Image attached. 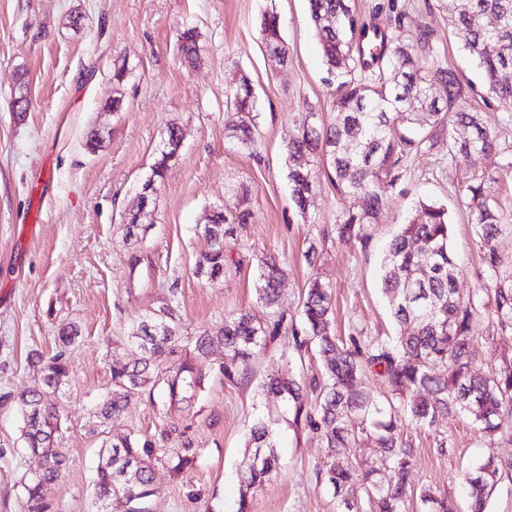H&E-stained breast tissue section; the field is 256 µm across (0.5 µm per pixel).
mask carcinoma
Listing matches in <instances>:
<instances>
[{
  "label": "carcinoma",
  "mask_w": 512,
  "mask_h": 512,
  "mask_svg": "<svg viewBox=\"0 0 512 512\" xmlns=\"http://www.w3.org/2000/svg\"><path fill=\"white\" fill-rule=\"evenodd\" d=\"M448 21L461 36L463 49L477 62L485 89L493 98L512 99V0H445ZM310 19L319 37L327 71L342 74L356 68L368 78L343 81L332 101V118L316 123L308 112L288 135L286 145L288 179L292 202L302 216L314 203L316 160L326 164L327 176L344 193L359 196V210L343 216L338 233L344 240L366 244L362 226L373 224L386 204L387 188L399 179L402 160L409 153L432 150L448 139V153L477 160L491 151L494 141L478 113L459 110L463 87L456 74L443 66L428 63L423 51L394 43L389 34L392 21L368 24L355 13L350 0H309ZM497 21L493 28L486 17ZM265 47L287 57L275 12H265L260 20ZM201 33L184 29L177 38L183 59L193 65L200 59ZM400 72L405 82H390L389 74ZM416 102L424 118L401 107ZM257 99L253 87L242 75L225 92L227 122L238 143L246 148L255 143ZM169 148L158 150L151 167L152 176L164 177L175 156L173 129H168ZM234 207L215 212L211 224L198 234L205 242L195 266V274L207 281L224 276L231 266L226 241L249 223L250 210L243 207L246 193L234 190ZM471 213V223L483 251L484 263L494 287L485 289L493 299L486 303L474 296H461L456 288L457 265L450 245L451 222L448 208L437 202L420 200L411 217L391 239L381 262V290L387 298L400 333L393 340L375 337L361 342L349 337L345 342L333 334L331 285L314 277L303 300V328H291L299 352L310 343L323 357L320 375L311 387L318 391L309 398L300 382L271 376L261 385L267 400L287 405L288 424L296 430L318 435L326 448H347L355 435L350 423L357 419L360 436L377 448L386 480L372 479L375 470L364 473L347 463L317 467L322 483L333 489L342 512H402L411 491L412 449L400 437L401 415L417 426L433 427L447 416L468 415L487 435L501 428V418L512 412V359H503L486 375L472 371L476 358L479 326L485 316L494 317L501 330L512 331V280L500 277L496 241L512 230L503 213L489 203L484 184L471 183L462 189ZM256 294L267 320L251 310L232 311L224 316V326L193 337L183 332L176 314L177 289L169 291L163 305L145 314L132 327L126 341L136 354L127 364L114 366L112 388L94 406V417L102 423L115 418L129 399L153 389L151 371L160 362L192 351V356L172 364L164 394L169 404L188 399L201 384L198 362L215 348L224 349L219 367L230 378L264 352L267 343L280 335L286 318L277 313L279 287L285 275L284 262L275 257L260 260ZM79 332L68 325L59 330L58 351L44 356L28 355L35 374L34 383L17 397L23 415V447L42 460L35 477L23 483L28 512H52L42 495L46 484L64 477L67 458L61 450L62 433L67 430L63 409L54 398L70 384L66 353ZM442 366L445 376L435 373ZM371 372L387 384L390 396L379 401L365 389L362 375ZM277 432L264 418L251 426L246 447L249 453L241 469L242 491L238 512H249L248 493L281 469L275 454ZM157 451L148 441L129 432L103 438L101 465L93 481L96 512H149L153 496V474ZM162 454L171 470L180 473L195 458L175 449ZM512 475V459L488 456L458 475L467 489V504L461 506L430 488L420 493L421 501L434 505L435 512H486L487 502L503 476Z\"/></svg>",
  "instance_id": "obj_1"
}]
</instances>
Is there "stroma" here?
Here are the masks:
<instances>
[{"label": "stroma", "mask_w": 512, "mask_h": 512, "mask_svg": "<svg viewBox=\"0 0 512 512\" xmlns=\"http://www.w3.org/2000/svg\"><path fill=\"white\" fill-rule=\"evenodd\" d=\"M406 17L391 26L398 42L416 43L432 33L433 58L454 70L467 92L459 107L479 113L496 140L494 150L471 164L440 148L412 156L387 192L375 223L364 225L368 246L344 242L337 230L357 210L321 176L314 205L300 216L291 203L288 133L312 111L328 120L337 86L322 61L307 0H0V512H26L23 478L37 456L21 448L15 398L33 382L32 351L54 353L59 328L73 324L80 336L69 351L72 370L63 482L47 485L55 512H93L92 478L101 445L91 434L97 397L110 389V367L128 362L123 342L132 325L169 294L188 334L213 331L232 310L257 309L256 267L272 255L288 266L279 309L300 320L312 276L332 286L336 336L392 338L399 327L379 284L382 249L419 199L448 208L452 250L461 295L491 281L461 196L465 184L484 180L491 202L512 223V100L483 103V78L448 25L440 0H399ZM277 13L286 65L268 54L259 34L264 10ZM83 16L80 30L69 17ZM198 27L204 52L185 66L177 35ZM131 74L115 85L117 62ZM247 75L257 97V134L242 147L224 123L228 82ZM26 86L28 111L13 100ZM122 106L111 110L113 96ZM101 125L103 144L85 147V132ZM181 129L183 146L158 186L151 224L141 238L126 239L122 219L151 173L168 128ZM248 188L252 214L232 252L236 268L209 283L194 274L205 248L197 226L229 201V184ZM316 246V265L304 253ZM476 371L512 358V333L492 321L480 325ZM284 338L256 356L247 371L227 379L218 367L223 350L205 361V378L190 402L132 397L110 423L112 433L134 432L157 448H187L194 468L177 474L155 464L150 512H236L241 464L256 417L277 418L281 404L265 401L259 385L276 364ZM413 449L412 490L404 512H431L421 487L461 498L459 470L478 458H512V437L486 436L465 415L431 428L402 425ZM278 475L251 500V512H338V503L316 479L331 458L316 435L281 429Z\"/></svg>", "instance_id": "obj_1"}]
</instances>
